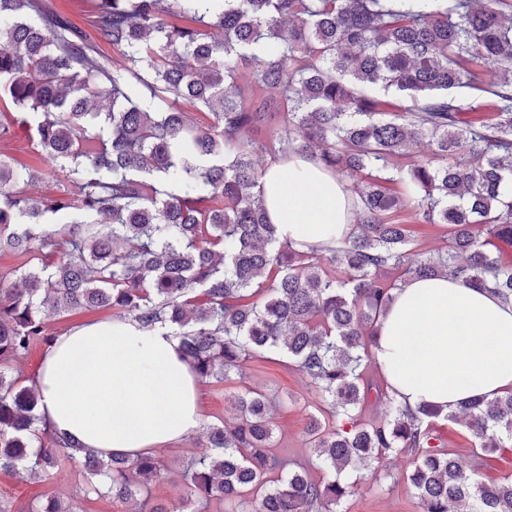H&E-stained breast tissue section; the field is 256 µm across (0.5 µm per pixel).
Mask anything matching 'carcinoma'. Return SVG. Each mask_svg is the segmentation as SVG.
Masks as SVG:
<instances>
[{"label": "carcinoma", "mask_w": 512, "mask_h": 512, "mask_svg": "<svg viewBox=\"0 0 512 512\" xmlns=\"http://www.w3.org/2000/svg\"><path fill=\"white\" fill-rule=\"evenodd\" d=\"M96 45L45 0H0V102L43 168L0 154V471L46 478L82 458L87 495L127 500L153 455L103 457L37 427L38 393L14 363L55 339L44 315L108 309L166 328L201 381L277 354L325 405L306 441L319 469L274 451L276 399L245 390L183 465L182 503L229 512H338L393 453L422 512H512V479L482 481L435 443L461 417L481 451L512 444V393L446 413L366 378L395 289L446 275L512 300V0H91ZM257 62L250 72L249 62ZM496 101V118L464 116ZM208 111L206 123L187 106ZM0 141L13 135L2 120ZM428 140L431 154L403 162ZM317 157L348 182L351 236L303 251L277 237L258 190L263 154ZM48 178L64 193L38 199ZM448 227L429 256L406 219ZM380 421L363 420L380 400ZM31 512H75L50 496Z\"/></svg>", "instance_id": "carcinoma-1"}]
</instances>
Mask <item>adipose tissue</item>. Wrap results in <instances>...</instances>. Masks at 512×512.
Masks as SVG:
<instances>
[{
  "label": "adipose tissue",
  "mask_w": 512,
  "mask_h": 512,
  "mask_svg": "<svg viewBox=\"0 0 512 512\" xmlns=\"http://www.w3.org/2000/svg\"><path fill=\"white\" fill-rule=\"evenodd\" d=\"M283 241L308 248L350 234L348 184L319 159L269 162L260 186ZM493 338L486 349L485 338ZM168 330L131 320H90L61 334L34 383L40 422L100 455L136 458L180 442L200 426L199 381ZM376 364L390 393L416 407L447 410L473 396L512 391V302L462 281L413 280L394 292L379 322Z\"/></svg>",
  "instance_id": "obj_1"
}]
</instances>
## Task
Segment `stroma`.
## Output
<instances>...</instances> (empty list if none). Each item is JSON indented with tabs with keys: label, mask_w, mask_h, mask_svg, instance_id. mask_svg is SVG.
Segmentation results:
<instances>
[{
	"label": "stroma",
	"mask_w": 512,
	"mask_h": 512,
	"mask_svg": "<svg viewBox=\"0 0 512 512\" xmlns=\"http://www.w3.org/2000/svg\"><path fill=\"white\" fill-rule=\"evenodd\" d=\"M247 388L274 393L282 399V407L272 418L275 449L289 461L307 462L309 451L305 429L308 415L320 406L321 401L308 379L282 362L250 361L245 364L241 378L202 384L199 401L203 424H214L230 417L236 395ZM437 434L460 463L479 465L484 479L490 481L512 476V447L493 453L475 451L472 438L461 422L439 421ZM207 452V440L200 432L160 450L158 457L163 468L160 477L149 486L152 500L168 505L180 503L184 494V460ZM410 465L409 456H391L386 462L388 480L379 487L365 482L359 494L344 502L342 512H421L418 499L399 481ZM82 470L80 463L69 461L46 480H23L0 473V508H5L6 512H26L29 505L37 503L44 495L53 494L74 500L78 512H138L140 501L136 498L118 501L107 494L83 495Z\"/></svg>",
	"instance_id": "1"
}]
</instances>
